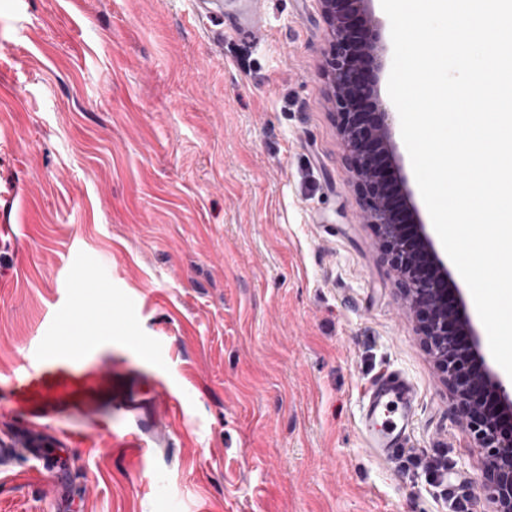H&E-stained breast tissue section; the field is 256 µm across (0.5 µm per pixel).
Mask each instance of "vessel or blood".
Wrapping results in <instances>:
<instances>
[{"instance_id": "vessel-or-blood-1", "label": "vessel or blood", "mask_w": 512, "mask_h": 512, "mask_svg": "<svg viewBox=\"0 0 512 512\" xmlns=\"http://www.w3.org/2000/svg\"><path fill=\"white\" fill-rule=\"evenodd\" d=\"M224 27L237 36L261 31V16L256 5L229 17ZM61 353L39 359L23 381L10 389L7 413L27 416L25 428L0 439V458L10 459L27 454L45 459L57 456L62 442L47 434L41 427V418L81 408L89 391L88 374L76 371L68 351L85 343L81 336H62L58 339ZM167 397L152 394L125 404L123 411L133 422L134 442L140 449H147L156 431V412L167 406ZM418 403V390L405 377L389 373L375 379L369 399L363 406L359 422L369 443L384 456L400 454L410 434L411 421Z\"/></svg>"}]
</instances>
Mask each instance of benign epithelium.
Here are the masks:
<instances>
[{
    "instance_id": "benign-epithelium-1",
    "label": "benign epithelium",
    "mask_w": 512,
    "mask_h": 512,
    "mask_svg": "<svg viewBox=\"0 0 512 512\" xmlns=\"http://www.w3.org/2000/svg\"><path fill=\"white\" fill-rule=\"evenodd\" d=\"M319 2L332 33L328 77L334 91L339 131L348 147L347 165L352 179L366 195L361 217L378 230L383 240V255L399 271L411 308L423 316L432 311V320L425 322L422 332L429 337V348L453 393L468 407H495L496 413L473 420L469 426L478 446L489 449L493 456L484 491L496 505L495 512H512V432L504 430L500 424L502 417H512V391L499 373L486 363L480 338L464 312L457 288L453 291L454 312L460 333L448 331V297L444 288L448 273L444 263L435 257L425 225L415 221L409 193L404 189L399 196L405 202L416 245L432 260L430 277H414L409 246L402 238L391 207L380 197L382 189L377 184V180L389 176L399 185L404 184V180L398 168L378 165L373 152L366 147L367 137L371 136L373 146L380 154L388 158L392 153V112L377 92L379 74L384 67V42L381 29L372 17V0ZM357 97L365 99L378 116L370 133L359 125V113L354 109ZM466 357L481 365L484 385L481 392L472 393L463 384Z\"/></svg>"
}]
</instances>
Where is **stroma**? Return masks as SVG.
Here are the masks:
<instances>
[{
  "instance_id": "stroma-1",
  "label": "stroma",
  "mask_w": 512,
  "mask_h": 512,
  "mask_svg": "<svg viewBox=\"0 0 512 512\" xmlns=\"http://www.w3.org/2000/svg\"><path fill=\"white\" fill-rule=\"evenodd\" d=\"M261 16L241 39L191 0H0V405L80 315L94 408L42 421L77 439L73 512H494L358 217L318 0ZM391 371L418 390V465L358 425ZM151 385L174 406L143 454L116 405ZM51 486L49 462L0 466V512H63Z\"/></svg>"
}]
</instances>
